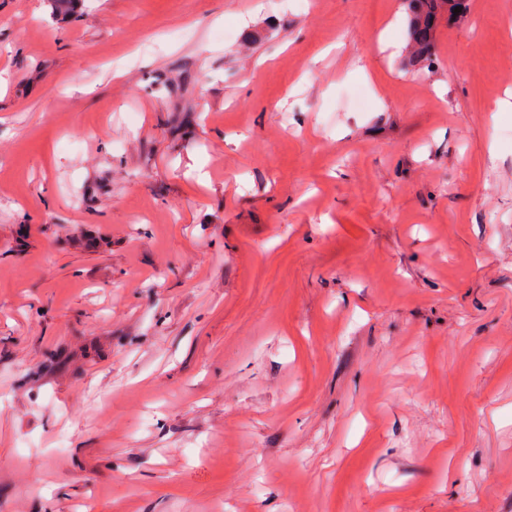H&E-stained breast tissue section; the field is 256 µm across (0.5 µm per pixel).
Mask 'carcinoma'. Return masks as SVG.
<instances>
[{"label": "carcinoma", "instance_id": "carcinoma-1", "mask_svg": "<svg viewBox=\"0 0 512 512\" xmlns=\"http://www.w3.org/2000/svg\"><path fill=\"white\" fill-rule=\"evenodd\" d=\"M407 14V45L404 66L414 67L431 61L434 24L443 13L454 16V9L466 10L465 0H403Z\"/></svg>", "mask_w": 512, "mask_h": 512}]
</instances>
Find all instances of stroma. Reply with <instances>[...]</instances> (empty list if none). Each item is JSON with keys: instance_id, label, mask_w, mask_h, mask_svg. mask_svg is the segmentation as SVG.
<instances>
[{"instance_id": "35a3bbf8", "label": "stroma", "mask_w": 512, "mask_h": 512, "mask_svg": "<svg viewBox=\"0 0 512 512\" xmlns=\"http://www.w3.org/2000/svg\"><path fill=\"white\" fill-rule=\"evenodd\" d=\"M45 2L0 0V512H512V0L422 75L402 0Z\"/></svg>"}]
</instances>
